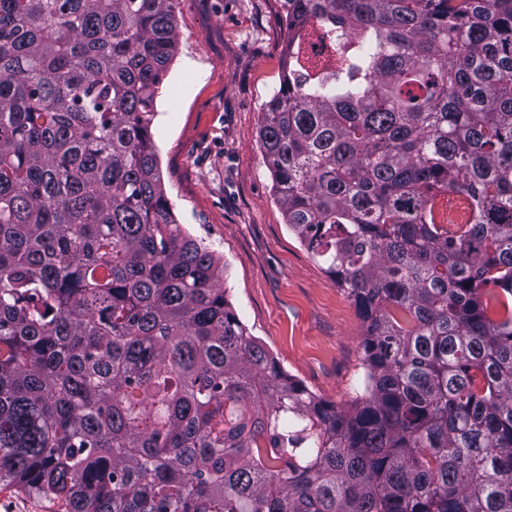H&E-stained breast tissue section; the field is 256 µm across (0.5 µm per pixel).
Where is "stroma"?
Instances as JSON below:
<instances>
[{
	"label": "stroma",
	"mask_w": 512,
	"mask_h": 512,
	"mask_svg": "<svg viewBox=\"0 0 512 512\" xmlns=\"http://www.w3.org/2000/svg\"><path fill=\"white\" fill-rule=\"evenodd\" d=\"M175 20L153 125L174 217L220 256L231 307L284 372L349 404L364 392L360 311L289 229L260 145L288 45L284 0H176Z\"/></svg>",
	"instance_id": "stroma-1"
}]
</instances>
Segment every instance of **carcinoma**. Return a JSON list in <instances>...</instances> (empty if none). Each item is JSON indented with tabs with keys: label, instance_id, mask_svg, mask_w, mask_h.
<instances>
[{
	"label": "carcinoma",
	"instance_id": "1",
	"mask_svg": "<svg viewBox=\"0 0 512 512\" xmlns=\"http://www.w3.org/2000/svg\"><path fill=\"white\" fill-rule=\"evenodd\" d=\"M285 7L260 142L361 312L366 393L288 376L174 219L175 0H0V484L62 512H512V0Z\"/></svg>",
	"mask_w": 512,
	"mask_h": 512
}]
</instances>
